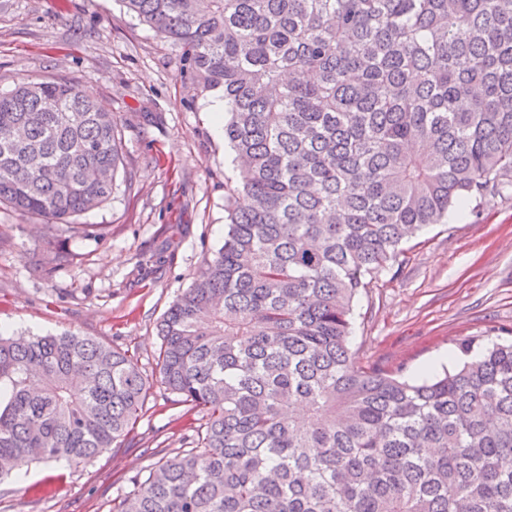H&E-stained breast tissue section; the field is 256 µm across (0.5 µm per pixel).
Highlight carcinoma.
Instances as JSON below:
<instances>
[{"instance_id":"1","label":"carcinoma","mask_w":512,"mask_h":512,"mask_svg":"<svg viewBox=\"0 0 512 512\" xmlns=\"http://www.w3.org/2000/svg\"><path fill=\"white\" fill-rule=\"evenodd\" d=\"M220 91L241 179L224 246L158 325L193 448L112 512H512V341L409 381L351 361L400 245L512 188V0H123ZM112 113L65 79L0 94V205L111 199ZM154 379L88 336L0 335V479L118 446Z\"/></svg>"}]
</instances>
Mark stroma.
<instances>
[{
    "label": "stroma",
    "mask_w": 512,
    "mask_h": 512,
    "mask_svg": "<svg viewBox=\"0 0 512 512\" xmlns=\"http://www.w3.org/2000/svg\"><path fill=\"white\" fill-rule=\"evenodd\" d=\"M58 77L112 113L123 164L112 198L72 223L0 206V327L89 336L151 376L158 323L224 243V190L238 172L214 131L219 94L197 92L174 48L121 0H0V93ZM402 249L353 303L355 365L418 380L461 362L466 339L512 336V189ZM193 419L154 386L120 447L77 466H21L0 481V512H110L130 477L189 447Z\"/></svg>",
    "instance_id": "1"
}]
</instances>
